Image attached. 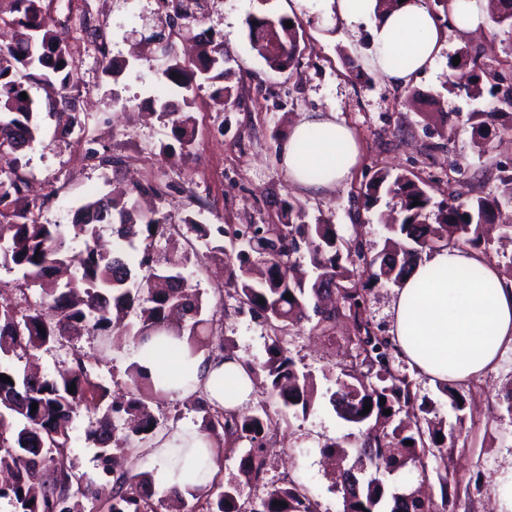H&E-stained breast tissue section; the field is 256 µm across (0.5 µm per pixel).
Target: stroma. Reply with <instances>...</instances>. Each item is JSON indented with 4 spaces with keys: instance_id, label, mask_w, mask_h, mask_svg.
Segmentation results:
<instances>
[{
    "instance_id": "35a3bbf8",
    "label": "stroma",
    "mask_w": 512,
    "mask_h": 512,
    "mask_svg": "<svg viewBox=\"0 0 512 512\" xmlns=\"http://www.w3.org/2000/svg\"><path fill=\"white\" fill-rule=\"evenodd\" d=\"M41 5L52 26L77 47L71 105L81 125L62 135L54 120L41 114L39 143L18 152L20 170L29 182L27 200L40 223H70L87 197L112 196L139 182L162 191L159 208L175 225L189 213L200 223L229 230L274 224L281 202L293 200L308 216L329 219L347 242L362 238L372 257L386 245L379 216L394 205L386 195L373 207L363 205L361 189L379 170L415 175L429 185L437 203L452 189L467 198L498 196L507 200L505 213L512 215V186L501 182L496 170L500 162L512 166V144L505 142L502 130L492 127L478 133L467 124L451 130L430 119L436 112L465 116L496 105L495 96L474 100L455 88L448 61L465 50L476 58L478 69L503 71L512 59V39L502 31L490 28L481 36L464 37L448 28V47L435 67L404 89L390 86L367 67L368 25L345 36L317 7L297 0H201L196 21H177L166 26L165 35L180 52L199 43L223 45L231 57L233 74L227 84L232 96L225 106H216L212 85L202 83L191 109L194 141L185 153L165 159L160 149L174 137L170 124L154 113L153 101L177 102L181 95L151 63L157 44L143 41L167 14L162 0H41ZM263 15H288L301 26L304 40L299 63L292 69L272 71L252 49L247 22ZM90 24L104 33L111 56L126 61L119 79L105 76V61L97 51L82 49ZM356 63L361 71H353ZM326 110L336 112L354 131L361 159L350 179L318 197L292 187L280 165L279 148L298 117ZM156 245L163 252L174 246L188 254V285L201 293L202 315L213 320L212 333L222 338L228 352L255 365L264 362L274 330L227 294L225 256L188 229ZM348 334L346 319H338L325 337L309 320L289 327L283 345L299 369L315 375L324 394L334 388L341 368L355 359ZM74 349L111 396L126 392L125 370L135 354L128 340L108 346L100 337L83 335L73 345L38 351L32 363L53 373L67 365ZM402 370L425 397L430 419L453 432L447 441L448 478L459 495L456 512H494L497 479L512 472V410L504 399L512 388V349L505 350L495 371L457 383L468 401L461 424L438 383L410 363H403ZM253 398L266 401L276 418L264 479L249 488V495L265 496L292 473L318 501L320 512H343L342 495L321 449L332 441L357 439V427L339 418L324 397L305 415L282 411L277 399L265 396L259 385ZM148 403L158 433L199 426L193 398L152 395ZM95 420L84 411L74 419L67 454L77 475L101 484L103 462L85 439ZM385 481L389 488L416 490L433 504L441 502L435 468L421 472L408 467L386 475Z\"/></svg>"
}]
</instances>
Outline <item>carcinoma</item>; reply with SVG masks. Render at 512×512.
Instances as JSON below:
<instances>
[{
  "mask_svg": "<svg viewBox=\"0 0 512 512\" xmlns=\"http://www.w3.org/2000/svg\"><path fill=\"white\" fill-rule=\"evenodd\" d=\"M489 20L512 33V0H486ZM287 17L262 16L248 22L252 48L274 71L291 68L300 54V27L285 26ZM13 31L11 42L0 45V265L23 272V279L41 288V303L60 312L54 324L43 320L38 307L17 310L0 305V375L11 382L0 381V470L11 480L0 486V498L9 500L15 512H81V499L95 495L93 482H82L73 473V463L65 454L69 443L68 425L80 409L101 413L95 425L86 431V440L97 449L99 457L112 461V500L108 512H157L162 500L152 502L136 476L125 470L122 455L128 452L130 440L149 436L147 428L155 424L149 407L138 397L150 380L139 364L126 370L136 394L126 402L101 410L107 396L106 387L97 381L76 349L70 364L53 373L34 377L17 364L34 352L53 347L62 341L95 332H113L144 342L154 333L170 327L175 312L187 314L191 322L175 329L176 336H188L191 352L213 354L224 350L213 346L208 320L201 318L202 295L188 287L181 271L183 262L163 256L157 251L156 238L171 230L169 215L157 209L142 213L133 197L90 198L74 213L70 224H42L31 212L19 206L26 179L19 173V160L12 156L22 146L38 141V110L30 92V84L43 87L51 116L62 133L81 124L79 115L69 111L67 100L74 88L73 55L68 42L52 27L40 6V0H0V29ZM275 36L281 52L267 53V41ZM107 59L105 73L117 78L125 62L109 56L106 44L98 47ZM164 77L185 91L182 101H163L161 115L172 124L180 149L193 141V118L189 109L194 104L190 93L198 77L215 81L224 76L230 61L218 44L197 59L185 61L174 46L167 47ZM460 88L472 98L483 94V78L469 68L468 57H460L453 67ZM499 105L488 112H471L468 121L479 131L497 124L512 131V87L498 98ZM386 193L397 199L400 219L387 225L390 233L408 240L409 247L399 253L363 260V277L356 278L354 257H362L363 246L357 241H344L336 225L322 216L308 218L303 207L283 202L280 223L255 227L244 233L246 248L236 254L238 266L230 270L228 295L283 331L317 317L316 328L326 335L344 313L352 326L350 340L356 346L366 344L361 363L375 371L378 383L359 377L349 369L342 388L329 396V403L343 420L367 429L353 443H330L323 451L345 463L356 455L359 465L369 463L375 475L361 482L359 494L343 500L344 512H379L390 501L389 512H433V504L405 492H390L377 477L380 472H393L412 466L426 472L434 450L446 447L448 435L442 426L425 420L415 430L393 425L395 419L414 405L418 393L408 376L392 366L395 348L391 338L371 337L372 319L367 296L380 283L400 284L404 276L423 256L443 247L468 246L484 253V229L493 222L500 201L495 196H477L467 203L458 201L459 193H448V201L433 205L427 185L408 174L392 175L378 171L365 184L364 204L376 202ZM417 206H412V203ZM112 226L115 247L103 252L97 246L99 226ZM138 254L137 266L145 276L147 298L141 299V288L135 285V274L128 261L129 252ZM334 284L340 290L343 310L322 306L324 285ZM292 294L293 300L286 299ZM133 312L137 322L125 321ZM269 357L261 366L264 386L279 399L283 409L294 408L309 413L317 402L315 377L297 370L285 354L282 337H271ZM75 386L70 393L68 388ZM38 403L36 412L31 405ZM369 413L362 414L365 405ZM196 412L201 414L199 431L205 435L224 436L230 445L246 443L247 451L240 462L241 479L221 485L211 483L192 492L204 501L205 512H319L318 503L297 479L261 498L243 494L262 480L267 461L265 445L274 421L266 402L249 411L214 408L202 398L196 399ZM391 414H384V410ZM130 424V433L118 441L114 419ZM413 441L408 446L405 441ZM283 502L285 506L274 505Z\"/></svg>",
  "mask_w": 512,
  "mask_h": 512,
  "instance_id": "obj_1",
  "label": "carcinoma"
}]
</instances>
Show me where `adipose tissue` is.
I'll return each instance as SVG.
<instances>
[{
  "label": "adipose tissue",
  "mask_w": 512,
  "mask_h": 512,
  "mask_svg": "<svg viewBox=\"0 0 512 512\" xmlns=\"http://www.w3.org/2000/svg\"><path fill=\"white\" fill-rule=\"evenodd\" d=\"M376 4L320 2L343 28L369 21V66L388 84L408 86L435 66L447 35L426 0H401L388 13L377 12ZM280 160L293 185L326 194L352 175L359 148L335 114L307 112L290 127ZM391 334L400 352L432 380L463 382L485 375L512 348V286H504L497 268L475 253L452 247L434 251L398 286ZM136 360L152 375L165 367L162 386L173 394L200 390L209 403L228 409L251 399L253 384L238 356L194 355L185 340L163 335L139 345ZM209 446L199 433L173 431L153 450L154 485L183 492L204 486L213 466Z\"/></svg>",
  "instance_id": "1"
}]
</instances>
